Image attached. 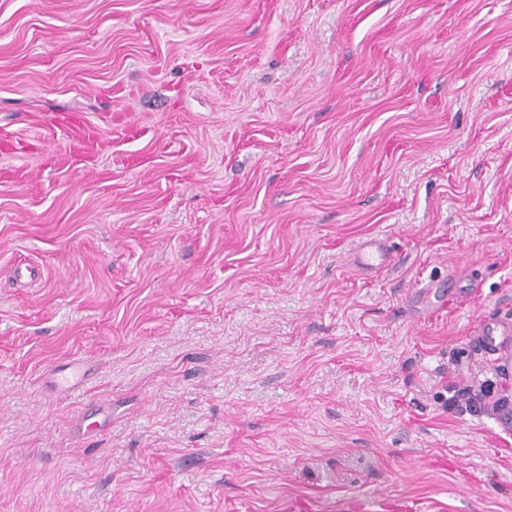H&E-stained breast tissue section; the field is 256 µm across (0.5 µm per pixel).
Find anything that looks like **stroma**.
<instances>
[{
  "mask_svg": "<svg viewBox=\"0 0 512 512\" xmlns=\"http://www.w3.org/2000/svg\"><path fill=\"white\" fill-rule=\"evenodd\" d=\"M511 321L512 0H0V512H512ZM391 248L383 237H371L358 244L354 253V264L364 272L384 266L389 260ZM512 335V327L503 325L490 326L479 336L478 347L482 349L490 361L495 362V357L503 347L505 336Z\"/></svg>",
  "mask_w": 512,
  "mask_h": 512,
  "instance_id": "obj_1",
  "label": "stroma"
}]
</instances>
